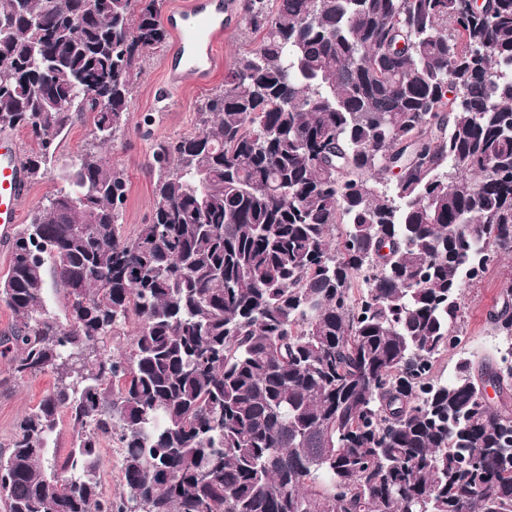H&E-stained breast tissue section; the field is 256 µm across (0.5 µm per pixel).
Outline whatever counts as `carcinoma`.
<instances>
[{"label":"carcinoma","instance_id":"carcinoma-1","mask_svg":"<svg viewBox=\"0 0 512 512\" xmlns=\"http://www.w3.org/2000/svg\"><path fill=\"white\" fill-rule=\"evenodd\" d=\"M160 2L0 0L27 180L77 120L95 140L9 240L0 358L55 382L0 453L6 512H512L511 279L499 357L433 373L463 274L512 253V0H241L259 41L196 134L154 144L127 236L101 149L169 38ZM120 448L104 444L100 451V474L103 490L110 494L122 489Z\"/></svg>","mask_w":512,"mask_h":512}]
</instances>
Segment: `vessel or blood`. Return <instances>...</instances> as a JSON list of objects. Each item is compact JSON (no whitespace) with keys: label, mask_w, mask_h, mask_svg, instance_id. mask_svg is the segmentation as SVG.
<instances>
[{"label":"vessel or blood","mask_w":512,"mask_h":512,"mask_svg":"<svg viewBox=\"0 0 512 512\" xmlns=\"http://www.w3.org/2000/svg\"><path fill=\"white\" fill-rule=\"evenodd\" d=\"M230 0H184L164 16L174 39L163 60L165 86L180 89L206 85L219 59L215 43L224 31ZM29 192L15 142L0 138V230L9 231L19 222L21 204Z\"/></svg>","instance_id":"obj_1"}]
</instances>
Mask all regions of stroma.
Listing matches in <instances>:
<instances>
[{"mask_svg":"<svg viewBox=\"0 0 512 512\" xmlns=\"http://www.w3.org/2000/svg\"><path fill=\"white\" fill-rule=\"evenodd\" d=\"M254 45L253 36L244 27L225 32L217 41L220 61L228 63L231 57ZM163 52L150 54L143 73L135 85L129 103L130 121L123 141L115 143L108 155L124 167L129 189L122 208V227L125 234H133L139 224L145 223L152 209V186L146 174L152 147L159 140H176L195 133L198 129L199 104L213 89L224 82V71L216 69L208 85L189 86L171 92L168 99L158 101L157 89L163 80ZM151 115V125H142L144 115ZM89 121L75 123L57 139L56 154L62 162L72 159L90 142ZM58 167L48 171L40 182L32 184L30 194L22 205L21 219L29 221L32 212L46 198L66 189V177ZM512 273V259L490 268L478 281L462 284L464 323L460 348L442 353L435 361L434 371L442 377L453 374L461 354L495 356L502 339L488 321L490 310L500 308L501 295L508 274ZM53 377L41 374L7 386H0V446L4 445L15 425L52 386Z\"/></svg>","mask_w":512,"mask_h":512,"instance_id":"stroma-1","label":"stroma"}]
</instances>
